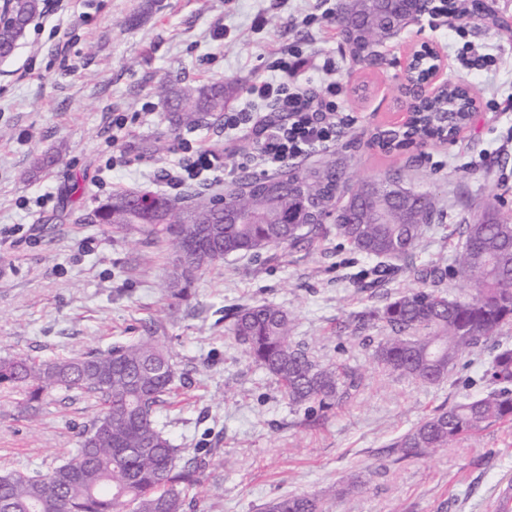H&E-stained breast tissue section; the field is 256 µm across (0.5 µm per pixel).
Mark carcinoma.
Segmentation results:
<instances>
[{
	"mask_svg": "<svg viewBox=\"0 0 512 512\" xmlns=\"http://www.w3.org/2000/svg\"><path fill=\"white\" fill-rule=\"evenodd\" d=\"M45 0H9L0 13V58L12 54ZM415 18L411 0H340L336 27L345 30L346 47L357 64L377 66L370 47L406 28ZM236 91L231 81L157 87L164 97L171 131L192 127L224 111ZM477 106L469 90L449 83L420 103L408 129H375L370 144L390 154L415 136L444 140L451 131L448 113L464 120ZM344 162L327 161L303 171L247 177L215 199L198 193L175 199L152 193L143 207L137 190L119 192L90 214L95 224L114 231L135 230L173 247L211 253L205 267L231 254H258L272 247L294 248L323 229L314 208L334 215L338 236L367 257L404 259L417 247L422 227L440 216L432 195L405 186L396 170L379 180L342 184ZM346 200L336 206V197ZM248 216L243 224L224 223V213ZM461 250L451 268L414 269L426 287L389 298L357 315V328L377 323L384 330L370 353L373 366L421 384L448 377L462 355L487 345L512 324V218L495 206L463 225ZM473 284L469 298H450L438 287L445 278ZM288 311L268 302L246 305L232 316L228 332L248 356L280 384L293 406L315 404L321 411L355 398L363 373L343 364L323 365L294 340ZM177 372L171 353L148 335L135 342L92 349L78 357L37 360L0 358V386L18 389L27 404L56 389L96 398L101 412L82 435L77 453L44 472L0 471V512H184L189 493L203 487L206 458H183L157 414L173 394ZM479 397L442 406L423 417L393 447L405 457L447 449L496 422L512 421V348L496 350ZM265 512H322L308 495L282 496Z\"/></svg>",
	"mask_w": 512,
	"mask_h": 512,
	"instance_id": "cac0c4a2",
	"label": "carcinoma"
}]
</instances>
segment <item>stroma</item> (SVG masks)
Wrapping results in <instances>:
<instances>
[{
    "label": "stroma",
    "instance_id": "35a3bbf8",
    "mask_svg": "<svg viewBox=\"0 0 512 512\" xmlns=\"http://www.w3.org/2000/svg\"><path fill=\"white\" fill-rule=\"evenodd\" d=\"M320 0H59L38 16L14 53L0 59V356L44 360L105 349L152 331L177 369L173 405L159 422L191 457L210 453L208 497H188L185 512H263L272 499L306 494L326 512H498L512 487V422L496 424L434 457L397 458L390 445L436 407L480 396L494 347L512 348V326L465 353L447 379L419 385L368 367L369 349L354 337V316L386 298L420 288L413 271L450 265L459 226L473 206L492 202L512 214V38L487 21L419 17L383 48L384 62L353 63L333 21L305 23ZM428 43L444 60L443 80L466 83L478 99L472 123L450 142H431L389 156L369 147L374 129L405 113L397 100L411 49ZM302 49L303 74L333 80L348 93L353 129L339 138L348 183L399 170L404 183L433 194L443 218L425 226L418 248L390 264L382 287L358 291V279L382 259L352 253L333 218L313 242L231 255L191 278L188 300L173 304L161 286L173 248L138 233L81 222L106 197L136 187L165 191L160 169L177 162L188 139L222 145V114L170 131L153 89L163 78L198 86L225 79L239 92L266 77L275 52ZM127 135L112 140V121ZM170 134L162 155L148 144ZM60 160L36 179L32 157ZM294 317L295 340L325 364L365 371L357 399L309 418L289 406L278 385L227 332L225 316L254 302ZM100 413L76 391H56L35 408L0 389V471H43L78 448ZM363 487L344 497L351 479Z\"/></svg>",
    "mask_w": 512,
    "mask_h": 512
}]
</instances>
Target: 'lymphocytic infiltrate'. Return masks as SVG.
<instances>
[{
    "label": "lymphocytic infiltrate",
    "instance_id": "obj_1",
    "mask_svg": "<svg viewBox=\"0 0 512 512\" xmlns=\"http://www.w3.org/2000/svg\"><path fill=\"white\" fill-rule=\"evenodd\" d=\"M306 63L299 49L283 52L275 65V76L256 81L247 91L249 97L263 102V110L244 108L225 113L227 135L223 148H204L182 141V158L163 171L166 186L178 192L202 185L204 176L223 171L225 159L236 154L241 155L244 167L266 173L286 161L335 145L353 122L343 108V86L327 78L336 63L324 61V79L288 82V75L297 73ZM240 138L252 143V151L239 153L236 141Z\"/></svg>",
    "mask_w": 512,
    "mask_h": 512
}]
</instances>
